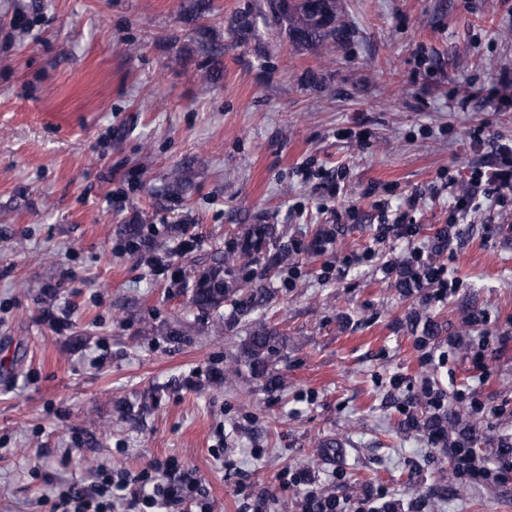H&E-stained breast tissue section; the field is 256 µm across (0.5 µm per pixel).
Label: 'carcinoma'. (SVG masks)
<instances>
[{
    "label": "carcinoma",
    "mask_w": 512,
    "mask_h": 512,
    "mask_svg": "<svg viewBox=\"0 0 512 512\" xmlns=\"http://www.w3.org/2000/svg\"><path fill=\"white\" fill-rule=\"evenodd\" d=\"M337 17L336 0H261L255 5V11L232 17L229 27L244 37L252 33L260 19L265 25L284 32L293 45L313 49L332 45L342 36ZM189 187L183 171H172L168 181L170 196L179 197ZM272 233L270 224L254 225L243 242L242 251L251 253L257 242ZM233 261L234 258L229 256L223 265L199 274L195 287L190 291V302L194 306L201 310H215L230 298L240 310L252 312L267 302L263 289L253 288L247 282L225 280L224 268ZM285 345V337L273 329H265L250 336L242 348L244 364L253 375L265 379L271 389L277 386V379L270 372L271 363Z\"/></svg>",
    "instance_id": "carcinoma-1"
}]
</instances>
